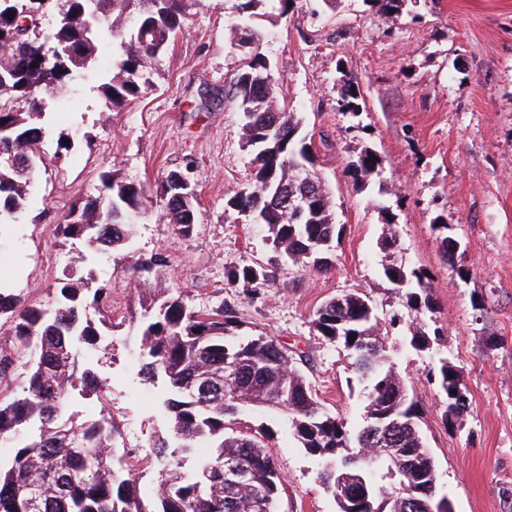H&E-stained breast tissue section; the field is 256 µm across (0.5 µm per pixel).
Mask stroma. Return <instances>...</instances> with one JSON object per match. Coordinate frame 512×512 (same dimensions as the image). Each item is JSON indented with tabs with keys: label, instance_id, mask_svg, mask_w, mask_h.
Instances as JSON below:
<instances>
[{
	"label": "stroma",
	"instance_id": "obj_1",
	"mask_svg": "<svg viewBox=\"0 0 512 512\" xmlns=\"http://www.w3.org/2000/svg\"><path fill=\"white\" fill-rule=\"evenodd\" d=\"M236 3L190 0L184 32L155 87L120 109L100 110L97 73L66 81L52 103L33 202L15 223L0 226V279L45 306L59 278L111 275L117 325L84 348L82 359L109 382L115 446L142 470L144 494L157 482L153 442L169 425L157 408L163 389L141 384L129 341L131 317L140 311L132 262L163 254V287L199 309L228 305L239 335L273 336L305 353L303 369L324 410L351 423L364 411L362 386L343 347L316 336L311 320L330 297L366 294L381 318H401L387 343L455 512H512V0H405L396 19L378 0L332 7L295 0L287 19L263 22L262 50L278 93L303 118L301 133L332 196L341 238L330 271L283 264L278 286L252 302L244 284L224 275L228 266L272 257L264 226L226 205L252 173L230 84ZM345 75L364 98L356 116L341 107ZM62 132L72 136L64 150L56 146ZM365 147L380 156L383 171L363 185L348 165ZM107 170L147 190L146 211L125 249L60 238L62 216L98 196ZM172 171L187 173L197 194L188 236L163 217L157 188ZM390 230L396 242L385 250L380 241ZM445 236L458 242L451 267L440 257ZM387 261L432 277L433 319L444 329L440 353L468 390L469 407L454 423L445 420L436 360L405 346L420 319L384 277ZM240 428L268 438L282 480L279 512H336L318 478L320 462L298 448L284 413L245 412Z\"/></svg>",
	"mask_w": 512,
	"mask_h": 512
}]
</instances>
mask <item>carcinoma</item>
<instances>
[{
  "mask_svg": "<svg viewBox=\"0 0 512 512\" xmlns=\"http://www.w3.org/2000/svg\"><path fill=\"white\" fill-rule=\"evenodd\" d=\"M291 0H238V17L230 26L234 42L251 47L240 53L231 84L244 111L245 149L254 155L248 190L227 200L232 210L249 213L267 227L271 248L282 261L310 260L328 268L322 255L339 240L328 191L313 170L310 144L299 135L302 118L288 111L276 91L268 57L260 51L263 6L288 14ZM57 9L55 23L41 30L47 6ZM189 0H0V154L27 157L25 168L0 163V225L12 223L30 200L31 177L45 163L39 145L49 132L48 99L62 83L95 66L112 42V68L99 73V102L119 108L154 86L163 57L183 32ZM360 89L344 81L343 107L359 111ZM382 161L372 149L351 162L353 178L367 182L380 173ZM183 178L178 171L163 181L164 218L182 235L193 232L197 198L181 200L168 191ZM104 194L72 209L57 224L58 234L114 249L131 235L132 209L143 202L144 186L110 172L101 175ZM311 199L305 218L271 206L267 186ZM166 259L157 254L136 261V272L163 278ZM413 311L435 313L430 279L419 270L383 266ZM230 283L250 287L251 298L277 281V267L233 265ZM139 325L132 336L146 384L163 382L160 409L171 431L153 444L163 469L152 498L144 501L129 466L114 468V418L60 422L71 391L83 387L105 402L107 379L98 377L79 356L97 344L102 329L112 327L110 281L79 287L57 283L54 302L28 305L11 288L0 287V441L11 447L0 459V512H277L281 479L269 444L234 427L242 409L281 410L299 447L325 464L320 483L341 484L334 498L337 512H423V500L440 512L449 494L438 486L434 457L426 446L416 404L395 370L379 317L364 294L341 293L320 305L312 319L318 335L348 352L364 382L366 404L361 421L350 425L321 407L316 390L288 348L267 335L242 338L224 310L204 313L185 295L168 289L140 302ZM408 346L433 354L443 336L409 329ZM354 341H349L351 336ZM25 368L21 392L3 393L14 372ZM451 402L452 391L465 389L457 367L438 359L435 375ZM212 449L197 476L182 471L184 456L199 445ZM249 474L243 485L225 479L227 463Z\"/></svg>",
  "mask_w": 512,
  "mask_h": 512,
  "instance_id": "carcinoma-1",
  "label": "carcinoma"
}]
</instances>
